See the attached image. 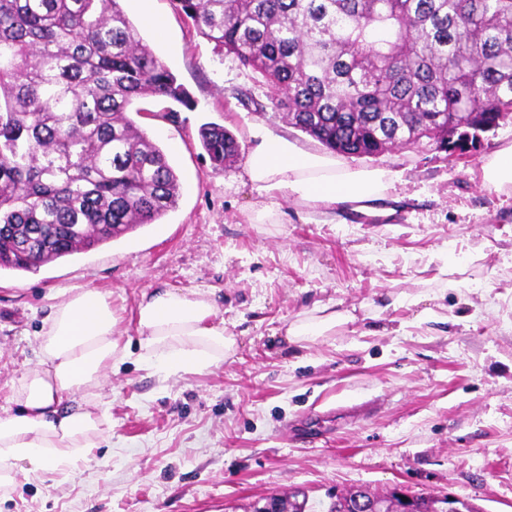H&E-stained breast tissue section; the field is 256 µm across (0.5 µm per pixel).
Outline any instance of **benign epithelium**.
Masks as SVG:
<instances>
[{"label":"benign epithelium","instance_id":"7a95c632","mask_svg":"<svg viewBox=\"0 0 512 512\" xmlns=\"http://www.w3.org/2000/svg\"><path fill=\"white\" fill-rule=\"evenodd\" d=\"M345 497L349 512H461L464 503V499L454 495L419 499L400 485L384 494L351 490ZM248 512H301V507L289 495L276 496L252 502Z\"/></svg>","mask_w":512,"mask_h":512}]
</instances>
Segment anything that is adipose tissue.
Returning a JSON list of instances; mask_svg holds the SVG:
<instances>
[{
	"label": "adipose tissue",
	"mask_w": 512,
	"mask_h": 512,
	"mask_svg": "<svg viewBox=\"0 0 512 512\" xmlns=\"http://www.w3.org/2000/svg\"><path fill=\"white\" fill-rule=\"evenodd\" d=\"M246 175L260 195L285 194L306 207L333 208L385 199L393 178L384 169H350L328 154L303 149L264 128ZM349 314L321 307L319 315L291 324L292 341L324 336ZM118 320L108 294L70 288L55 297L40 334L38 362L12 386L0 406V486L12 485L19 462L47 471L62 462L88 460L107 421L99 390L106 372L129 362L175 374L197 373L230 356L234 337L218 321L207 293L156 288L143 293L135 311L137 345L116 336Z\"/></svg>",
	"instance_id": "adipose-tissue-1"
}]
</instances>
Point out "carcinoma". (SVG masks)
<instances>
[{
  "instance_id": "1",
  "label": "carcinoma",
  "mask_w": 512,
  "mask_h": 512,
  "mask_svg": "<svg viewBox=\"0 0 512 512\" xmlns=\"http://www.w3.org/2000/svg\"><path fill=\"white\" fill-rule=\"evenodd\" d=\"M122 0H0V270L31 271L174 209L179 179L131 114L191 97ZM194 29L342 155L461 149L512 112V0H179ZM217 166L224 126L200 129Z\"/></svg>"
}]
</instances>
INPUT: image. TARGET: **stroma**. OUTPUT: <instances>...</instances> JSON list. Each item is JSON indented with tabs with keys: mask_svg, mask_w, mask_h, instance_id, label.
Instances as JSON below:
<instances>
[{
	"mask_svg": "<svg viewBox=\"0 0 512 512\" xmlns=\"http://www.w3.org/2000/svg\"><path fill=\"white\" fill-rule=\"evenodd\" d=\"M123 7L194 103L168 119L149 98L136 119L179 176L178 204L90 251L0 272V406L37 361L64 288L108 292L125 339L143 292L213 291L236 348L202 373L108 374L111 440L79 466L18 473L0 512H247L297 490L326 512L333 496L396 485L512 512V191L487 189L482 169L512 144V113L463 159L429 139L341 156L390 170L394 186L384 212L324 214L259 196L246 177L253 126L320 147L273 112L274 89L197 33L177 0ZM207 122L236 136L237 162L212 164ZM265 206L273 216L258 220ZM322 305L351 321L289 342L288 326Z\"/></svg>",
	"mask_w": 512,
	"mask_h": 512,
	"instance_id": "obj_1",
	"label": "stroma"
}]
</instances>
